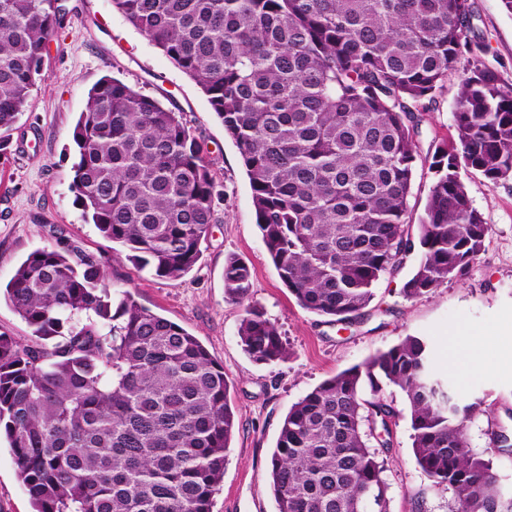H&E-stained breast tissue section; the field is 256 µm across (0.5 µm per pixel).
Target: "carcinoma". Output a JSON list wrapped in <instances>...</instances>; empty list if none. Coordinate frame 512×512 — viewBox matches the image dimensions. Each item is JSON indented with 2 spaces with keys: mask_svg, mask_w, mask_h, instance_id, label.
I'll list each match as a JSON object with an SVG mask.
<instances>
[{
  "mask_svg": "<svg viewBox=\"0 0 512 512\" xmlns=\"http://www.w3.org/2000/svg\"><path fill=\"white\" fill-rule=\"evenodd\" d=\"M207 96L240 154L256 224L282 283L306 310L352 319L414 244L404 286L421 296L463 277L488 224L462 168L512 177V89L482 59L471 0H112ZM58 0H0V150L28 105ZM469 55L455 102L456 138L438 147L417 227L408 220L420 109ZM72 138L84 220L155 276L199 261L215 183L183 113L104 76ZM244 306L238 336L256 362L288 357L250 301L251 272L224 263ZM28 325L0 332V436L34 512H212L235 430L224 366L180 325L112 286L105 262L78 246L31 252L5 286ZM426 339L405 336L324 380L291 406L269 479L278 512H388L377 398L405 395L412 450L453 492L451 512H500L492 461L471 448L480 404L460 405L429 368ZM375 399L364 398L365 389Z\"/></svg>",
  "mask_w": 512,
  "mask_h": 512,
  "instance_id": "obj_1",
  "label": "carcinoma"
}]
</instances>
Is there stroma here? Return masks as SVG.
I'll list each match as a JSON object with an SVG mask.
<instances>
[{
    "label": "stroma",
    "instance_id": "35a3bbf8",
    "mask_svg": "<svg viewBox=\"0 0 512 512\" xmlns=\"http://www.w3.org/2000/svg\"><path fill=\"white\" fill-rule=\"evenodd\" d=\"M63 27L48 45L43 66L17 120L11 144L0 152V284L34 250L55 245L57 236L108 261L115 288L193 334L227 374L236 428L224 465V481L212 512H276L267 480L279 429L289 408L325 379L360 365L412 335L428 339L436 375L457 402H480L468 426L472 448L492 447L499 428L512 431V178L489 183L480 173L461 171L472 206L491 231L467 275L428 294L409 297L403 288L418 264L411 250L403 266L381 277L362 315L346 324L302 308L282 284L256 224L252 191L239 152L225 134L206 95L150 39L112 5V0H61ZM487 52L484 61L512 87V14L501 0H472ZM110 76L184 112L207 150L219 198L215 221L196 266L170 280L112 254V244L85 223L72 189L76 147L72 131L87 94ZM458 74H449L425 113L420 156L409 198V222L417 224L435 175V149L455 136ZM237 256L249 267L252 299L288 344L286 360L263 364L244 353L238 327L240 304L224 293V262ZM464 325L490 339L496 363L468 374L467 363H448V331ZM381 396L399 413L391 428L392 449L384 454L389 512H449L452 493L417 466L407 417L397 388ZM0 512H32L7 441H0Z\"/></svg>",
    "mask_w": 512,
    "mask_h": 512
}]
</instances>
